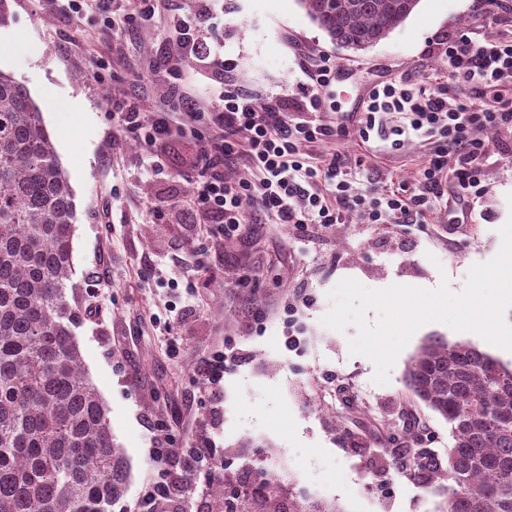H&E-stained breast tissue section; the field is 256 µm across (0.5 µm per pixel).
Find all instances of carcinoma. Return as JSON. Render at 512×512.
Segmentation results:
<instances>
[{
  "label": "carcinoma",
  "instance_id": "obj_1",
  "mask_svg": "<svg viewBox=\"0 0 512 512\" xmlns=\"http://www.w3.org/2000/svg\"><path fill=\"white\" fill-rule=\"evenodd\" d=\"M419 0H301L340 47L366 51ZM76 205L42 112L0 70V512H112L127 462L84 372L72 283ZM406 389L450 427L447 466L427 452L409 471L449 481L445 512H512V366L468 342L429 339ZM208 496L224 512V462Z\"/></svg>",
  "mask_w": 512,
  "mask_h": 512
}]
</instances>
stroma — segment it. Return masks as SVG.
<instances>
[{
    "label": "stroma",
    "instance_id": "1",
    "mask_svg": "<svg viewBox=\"0 0 512 512\" xmlns=\"http://www.w3.org/2000/svg\"><path fill=\"white\" fill-rule=\"evenodd\" d=\"M216 34L235 62L227 88L257 98L284 94L296 105L302 61L331 55L350 81L324 91L322 123L347 125L352 106L380 81L446 75L438 39L456 31L494 32L479 0H420L388 38L356 54L334 46L300 0H214ZM0 28V70L27 86L39 105L75 194L73 279L85 308L76 330L85 370L109 409L115 442L129 467L126 496L113 512H142L153 438L176 448L213 438L226 450L227 481L256 480L261 466L288 470L281 503L307 496L337 512H443L448 484L423 488L397 472L391 449L409 425L419 447L444 452L447 422L410 399L409 359L430 337L467 341L503 362L512 352L441 323L420 327L399 354L387 384L374 364L349 352L355 327L322 319L328 293L344 278L379 289H423L448 281L461 291L470 268L500 250L512 217V134H484L486 193L470 209L450 207L424 224H256L214 251L203 224H164L160 211L189 201L197 139L177 133L157 150L165 172L148 176L147 149L112 131L110 97L168 109L167 62L178 48L165 17L115 31L97 8L73 15L66 0H8ZM104 62L96 72V62ZM327 160L347 158L365 189L415 181L431 146L410 136L400 148L350 135L313 144ZM238 356L212 406L198 374L216 350Z\"/></svg>",
    "mask_w": 512,
    "mask_h": 512
}]
</instances>
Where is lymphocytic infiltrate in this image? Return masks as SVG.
Instances as JSON below:
<instances>
[{
	"instance_id": "f902f5d3",
	"label": "lymphocytic infiltrate",
	"mask_w": 512,
	"mask_h": 512,
	"mask_svg": "<svg viewBox=\"0 0 512 512\" xmlns=\"http://www.w3.org/2000/svg\"><path fill=\"white\" fill-rule=\"evenodd\" d=\"M159 2L98 0L110 24L123 26L152 20ZM211 2L194 0L169 23L172 39L195 58L198 76L208 82L213 109L200 110L178 90L170 112L148 114L127 100L111 105L113 129L134 134L149 147L176 130L204 128L189 209L197 223L209 225L213 240L243 238L251 211L271 224H423L443 206L445 187L469 205L483 197L481 135L491 129L512 132V100L497 92L503 83H512V30L443 35L439 44L448 58V75L435 85L408 77L372 86L355 125L362 142L375 136L397 146L402 137L415 134L434 140L436 148L421 168L419 185L371 195L358 187L347 160L335 157L323 166L307 152L309 144L336 134L315 117L322 90L336 81L331 57L301 66V102L294 117L288 114L287 96L260 103L249 92L224 88V73L233 61L225 57L223 42L208 39ZM236 163L241 173L226 176V167ZM150 454L156 468L141 496L172 502L187 493L192 473L223 450L210 441L176 451L158 440Z\"/></svg>"
}]
</instances>
